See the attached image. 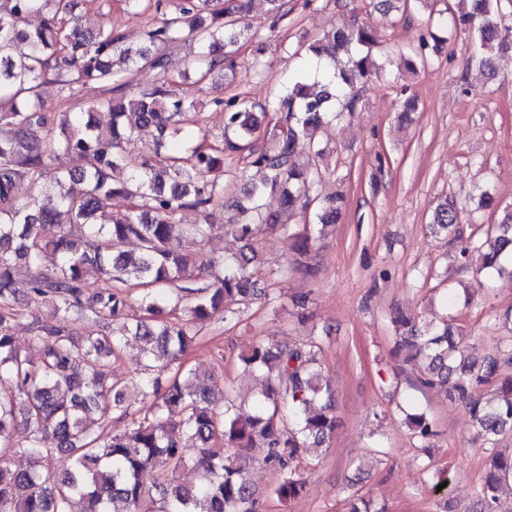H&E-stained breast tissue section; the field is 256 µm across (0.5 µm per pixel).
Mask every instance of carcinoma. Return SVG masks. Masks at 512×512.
Segmentation results:
<instances>
[{"label":"carcinoma","mask_w":512,"mask_h":512,"mask_svg":"<svg viewBox=\"0 0 512 512\" xmlns=\"http://www.w3.org/2000/svg\"><path fill=\"white\" fill-rule=\"evenodd\" d=\"M252 2L224 0V7L207 9L205 0H176L133 47L112 25L83 30L73 15L77 0H0V379L14 386L0 395V454L29 460L26 469L0 464V512H261L248 478V450L267 449L262 463L279 475L274 495L287 503L306 486L302 456L334 432L332 389L315 340L285 348L261 341L243 358L262 381L256 414L245 421L232 400L217 405L183 359L197 340L196 325L219 316L228 321L267 297L251 245L256 226L283 231L304 255L309 227L299 231L284 216L313 203L316 223L340 219L337 201L319 200L326 150L314 133L325 123L351 118L359 85L383 70L373 54L374 28L361 23L326 30L305 54L327 73L314 80L305 66L271 108L238 95L213 100L224 112L220 145L188 141L182 153L169 152L139 169L131 168L122 146L134 131L153 127L158 153L163 141L185 131L197 102L172 89L176 80L166 47L188 37L198 45L195 64L202 75L233 69L243 43L258 37L240 27ZM459 2L452 28L479 40L486 52L480 63L489 67L488 52L505 44L498 0ZM34 16L42 18L37 27L30 24ZM447 41L428 30L407 58V71L426 68ZM19 43L25 49L18 52ZM141 69L156 72L157 81L127 94L128 79ZM46 81L71 98L97 83L102 97L58 121L45 111L40 88ZM100 110L111 113L106 126L94 119ZM73 155L83 160L82 168L63 167L62 158ZM227 160L244 172L256 170L260 180L244 188L227 220L241 249L210 257L206 276L199 277L193 246L208 239L209 224H187L183 216L194 211L205 217L221 204ZM21 181L35 189L23 203L15 195ZM72 181L84 183L85 191L73 193L67 188ZM276 193L281 207L271 211L264 198ZM116 198L126 200L124 210H112ZM106 212L110 223L94 222ZM459 215L454 203H440L433 227L446 233ZM45 224L57 225L58 234L43 235ZM132 239L140 250L136 257L122 250ZM470 249L479 252L484 269L512 254V208H504L485 239L465 246ZM48 254L54 258L49 267L42 264ZM19 264L29 270L25 291L51 303L56 315L51 324L31 325L35 359L13 333ZM101 279L112 287H95ZM130 288L140 290L128 335L143 345L135 386L152 398L144 413L132 409L127 387L109 378L110 360L125 335L110 333L108 321L130 306ZM76 320L87 327L81 337L69 330ZM392 324L401 347L420 344L409 352L411 359L425 358L420 383L452 382L485 442L494 445L512 431V376H501L512 365V346L468 362L458 358L452 326L419 324L401 311L394 312ZM486 384L495 385L492 400L475 394ZM406 421L420 439L433 435L426 413H408ZM59 454L69 462L62 469L56 466ZM185 466L201 472L199 484L176 480ZM507 483L512 454L493 450L476 492L479 512H495Z\"/></svg>","instance_id":"cac0c4a2"}]
</instances>
